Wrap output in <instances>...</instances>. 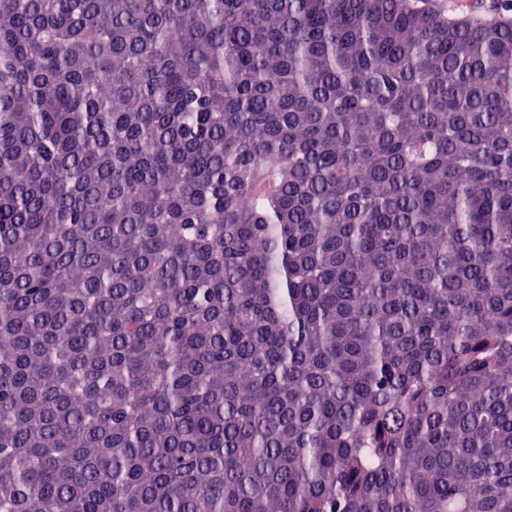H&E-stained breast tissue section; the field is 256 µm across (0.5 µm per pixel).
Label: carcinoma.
Wrapping results in <instances>:
<instances>
[{
    "label": "carcinoma",
    "instance_id": "1",
    "mask_svg": "<svg viewBox=\"0 0 512 512\" xmlns=\"http://www.w3.org/2000/svg\"><path fill=\"white\" fill-rule=\"evenodd\" d=\"M0 512H512V0H0Z\"/></svg>",
    "mask_w": 512,
    "mask_h": 512
}]
</instances>
